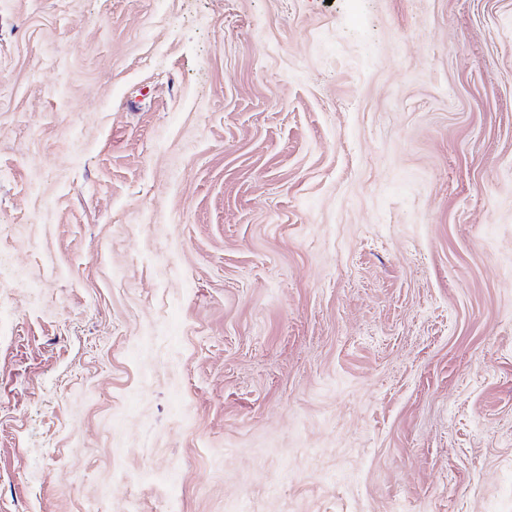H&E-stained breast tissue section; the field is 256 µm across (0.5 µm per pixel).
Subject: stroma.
I'll return each mask as SVG.
<instances>
[{"label": "stroma", "instance_id": "stroma-1", "mask_svg": "<svg viewBox=\"0 0 512 512\" xmlns=\"http://www.w3.org/2000/svg\"><path fill=\"white\" fill-rule=\"evenodd\" d=\"M0 512H512V0H0Z\"/></svg>", "mask_w": 512, "mask_h": 512}]
</instances>
